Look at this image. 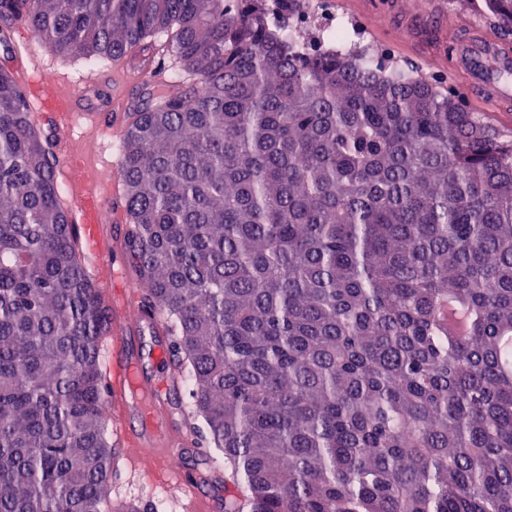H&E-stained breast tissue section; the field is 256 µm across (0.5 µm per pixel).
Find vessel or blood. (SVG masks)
Listing matches in <instances>:
<instances>
[{
  "label": "vessel or blood",
  "instance_id": "b4317fda",
  "mask_svg": "<svg viewBox=\"0 0 512 512\" xmlns=\"http://www.w3.org/2000/svg\"><path fill=\"white\" fill-rule=\"evenodd\" d=\"M448 38L456 44L451 58L453 71L465 80L457 91L467 103L490 105L496 112H512V90L500 87L478 65L479 57L512 60V50L504 46L487 29L472 31L459 39L456 27H449ZM161 69L154 63H132L122 66L113 86L107 110L109 120L99 113L78 111L77 104L94 90L95 82L82 77L73 87L50 93L40 91L31 100L33 112L54 111L62 169L70 186L69 219L76 224L94 272L112 304V331L108 338L112 357L106 367L110 383L107 396L108 413L113 433L125 455L137 456L147 480L171 484L186 502L187 512H214L212 498L201 495L197 485L184 481L181 471L172 468L173 460L181 458L194 438L185 429L189 418L174 413L166 397L170 376L145 378L139 376L140 360L130 341L142 337L159 326L161 318L147 314L140 303L138 289L116 285L117 273L112 267V252L118 242L112 227L125 223L127 211L116 190L117 175L98 165L71 140L73 125H80L83 134L95 138L109 134L121 138L134 115V106L126 95L127 85L160 78ZM137 417L138 427H130V417Z\"/></svg>",
  "mask_w": 512,
  "mask_h": 512
}]
</instances>
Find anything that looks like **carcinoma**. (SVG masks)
Instances as JSON below:
<instances>
[{
    "mask_svg": "<svg viewBox=\"0 0 512 512\" xmlns=\"http://www.w3.org/2000/svg\"><path fill=\"white\" fill-rule=\"evenodd\" d=\"M265 0H0L55 54L165 38L124 135L142 306L224 454V512H512V138ZM512 33V0H483ZM0 66V512H105L112 312ZM321 5L322 2L318 0H311V2L306 3L304 13H299L288 19L287 35L295 40L310 41L311 33L306 20L310 15L318 14Z\"/></svg>",
    "mask_w": 512,
    "mask_h": 512,
    "instance_id": "cac0c4a2",
    "label": "carcinoma"
}]
</instances>
